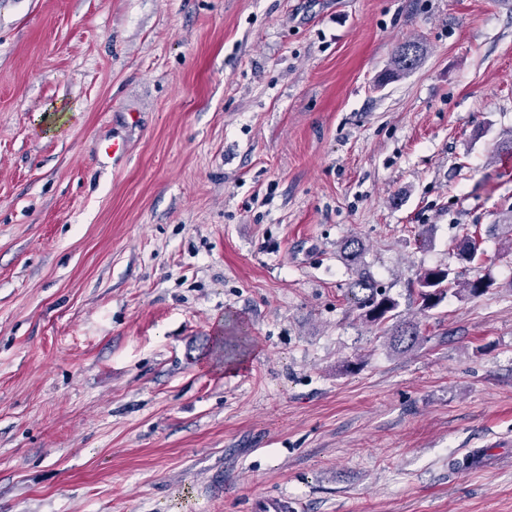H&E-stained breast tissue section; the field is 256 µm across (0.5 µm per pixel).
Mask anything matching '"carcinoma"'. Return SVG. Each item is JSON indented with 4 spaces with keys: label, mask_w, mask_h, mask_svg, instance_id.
Here are the masks:
<instances>
[{
    "label": "carcinoma",
    "mask_w": 512,
    "mask_h": 512,
    "mask_svg": "<svg viewBox=\"0 0 512 512\" xmlns=\"http://www.w3.org/2000/svg\"><path fill=\"white\" fill-rule=\"evenodd\" d=\"M422 52L423 48L417 42H402L395 55L391 75L397 77L412 69L420 60ZM456 250L459 261L466 264H472L480 257L477 239L466 228L456 244ZM362 251L363 245L357 239H349L343 244L345 258L352 265L358 264ZM487 287V282L481 276L463 278L459 272L449 267L428 269L417 277V302L420 311L425 312L436 307L451 289L462 296L477 297ZM349 294L353 305L361 310L365 323L388 335L394 349L404 352L422 340L417 324L411 320L398 319V302L385 290L377 287L369 275H359L352 282Z\"/></svg>",
    "instance_id": "carcinoma-1"
}]
</instances>
